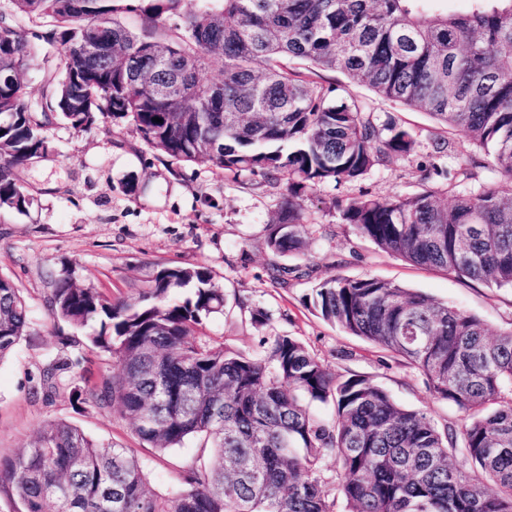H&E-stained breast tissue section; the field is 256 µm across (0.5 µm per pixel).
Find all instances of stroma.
I'll list each match as a JSON object with an SVG mask.
<instances>
[{
	"instance_id": "1",
	"label": "stroma",
	"mask_w": 512,
	"mask_h": 512,
	"mask_svg": "<svg viewBox=\"0 0 512 512\" xmlns=\"http://www.w3.org/2000/svg\"><path fill=\"white\" fill-rule=\"evenodd\" d=\"M317 82L336 97L358 99L394 115L418 136L408 159H393L360 185L317 186L305 213L310 235L305 254H274L267 226L276 221L285 188L253 186L249 175L234 177L209 163H181L144 141L132 125L99 117L87 130L57 121L46 130L45 157L18 168L31 203L25 213L0 211V275L26 298L32 323L26 336L0 361V455L25 448L41 427L65 420L104 445L133 449L148 461L151 486L169 492L179 485L182 466L197 441L155 454L112 409L74 408L75 376L49 397H33L42 368L57 356L56 328L44 296L63 265H73L86 286L117 298L137 299L158 265L203 266L224 290V312L207 324V335L227 347L258 351L266 336L290 335L338 373L366 376L403 407L455 421L456 407L433 400L401 358L325 321L309 302L318 282L332 275H371L479 316L492 333L512 330V288H496L421 268L381 251L340 223L331 201L359 190L383 198L422 189L418 167L427 162L434 137L445 136L462 157L478 150L428 112L404 108L378 96L338 71L323 70ZM288 270L287 286L272 283L271 264ZM251 301L248 311L237 297Z\"/></svg>"
}]
</instances>
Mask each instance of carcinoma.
<instances>
[{
  "label": "carcinoma",
  "instance_id": "carcinoma-1",
  "mask_svg": "<svg viewBox=\"0 0 512 512\" xmlns=\"http://www.w3.org/2000/svg\"><path fill=\"white\" fill-rule=\"evenodd\" d=\"M10 2L46 24L33 44L0 11V209L26 211L16 169L46 152L54 119L81 129L106 116L177 162L206 160L259 188L286 184L268 246L299 255L307 191L360 183L419 142L388 112L336 101L288 67L297 61L424 110L485 153L460 161L438 138L419 168L422 191L338 196L340 222L415 265L512 288V0H470L463 13H431L426 0H206L191 12L181 0H137L150 30L141 36L115 19V0ZM54 52L55 90L33 102L24 72ZM214 58L224 61L219 82L204 78ZM219 92L222 120L205 107ZM438 183L455 190L451 206ZM177 288L190 294L174 300ZM314 306L404 359L460 423L440 426L368 378L331 371L293 336H267L255 354L203 339L224 312V288L206 268L159 265L134 302L64 268L45 297L48 316L73 331H57L61 349L90 345L117 366L73 386V405L117 409L158 453L191 439L199 452L181 487L160 493L131 449L56 421L0 457V488L23 512H512V330L492 337L476 316L370 275L324 279ZM87 326L93 334L78 337ZM29 328L25 298L1 275L0 359ZM72 367L67 357L48 363L40 389Z\"/></svg>",
  "mask_w": 512,
  "mask_h": 512
}]
</instances>
